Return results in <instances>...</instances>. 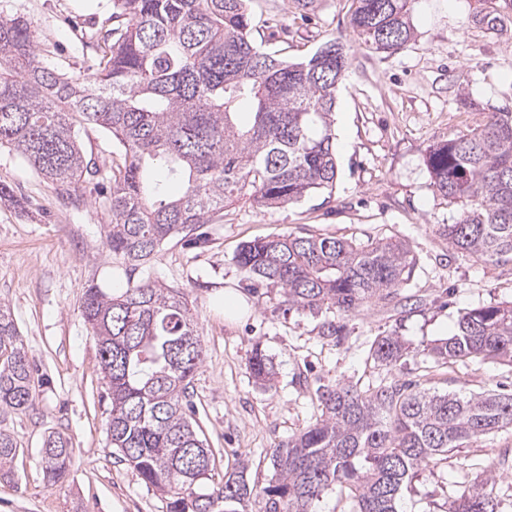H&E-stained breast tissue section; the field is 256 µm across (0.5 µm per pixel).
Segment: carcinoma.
<instances>
[{"instance_id":"carcinoma-1","label":"carcinoma","mask_w":512,"mask_h":512,"mask_svg":"<svg viewBox=\"0 0 512 512\" xmlns=\"http://www.w3.org/2000/svg\"><path fill=\"white\" fill-rule=\"evenodd\" d=\"M249 0H112L100 29L101 54L86 79L38 59L31 22L0 20V148L7 147L69 193L91 168L77 131L92 126L121 148L109 173L103 234L112 255L132 268L165 241L201 246L202 224L224 207L295 204L333 189L338 176L332 114L348 69L345 46L327 41L298 61L278 58L252 37ZM412 0H353L351 24L377 53L392 54L414 34ZM470 17L494 29L512 0H479ZM435 193L463 206L446 224L448 245L489 261L512 259V112H493L466 133L429 146ZM161 168L179 185L161 194ZM235 260L251 288H276L288 305L312 313H352L384 302L412 276L416 258L396 239L356 243L336 237L275 235L244 243ZM81 311L95 336L111 402V447L144 483L164 495L167 512H316L332 490L351 512H397L403 486L421 467L448 458L465 441L512 428V393L439 394L380 379L317 389L322 414L271 452L274 470L258 489L242 470L210 493L199 491L213 451L184 405L204 359L186 294L150 280L88 288ZM397 336H377L368 357L390 367L407 357ZM441 366L481 358L512 366V302L462 312L453 334L427 348ZM252 376L266 383L271 359L254 352ZM35 369L10 308L0 303V414L34 405ZM0 429V472L17 454ZM52 485L68 476L72 448L53 433L41 448ZM448 512H496L487 484L465 489Z\"/></svg>"}]
</instances>
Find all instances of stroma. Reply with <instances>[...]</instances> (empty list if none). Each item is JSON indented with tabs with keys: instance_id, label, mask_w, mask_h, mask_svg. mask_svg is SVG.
<instances>
[{
	"instance_id": "1",
	"label": "stroma",
	"mask_w": 512,
	"mask_h": 512,
	"mask_svg": "<svg viewBox=\"0 0 512 512\" xmlns=\"http://www.w3.org/2000/svg\"><path fill=\"white\" fill-rule=\"evenodd\" d=\"M475 7V0H415V35L388 56L354 31L352 0H316L307 12L297 0H251L253 34L279 57L297 61L334 39L349 50L334 114L336 184L279 209L225 207L220 221L203 227L208 247L173 239L135 270L112 257L102 232L112 221L102 204L106 175L119 152L111 135L79 130L81 149L100 173L79 182L68 200L17 153L0 149V184L14 195L0 199V302L38 367L33 410L0 416V429L19 448L12 473L0 476V512H167L107 439L109 390L80 311L85 290L96 284L122 288L149 278L185 292L205 348L190 395L214 452L207 492L240 470L249 484L265 485L272 448L319 418L321 385H365L387 375L439 393H512L510 366L480 359L435 366L425 354L432 341L454 332L461 312L512 301V260L455 252L440 235V225L460 221L462 207L434 194L425 162L433 143L456 138L489 113L512 112V23L475 29ZM111 12L112 0H0V18L31 20L40 59L79 79L97 64L95 23ZM283 234L400 238L416 266L390 304L339 316L343 335L326 338L322 316L292 308L278 291L252 290L235 262L243 243ZM228 287L251 306L232 323L224 319ZM387 334L411 347L394 367L367 359L373 339ZM257 349L275 367L267 385L248 368ZM54 432L74 448L67 479L56 486L45 479L41 456ZM483 480L498 512H512V429L465 442L419 469L397 500L398 512H448L464 489Z\"/></svg>"
}]
</instances>
